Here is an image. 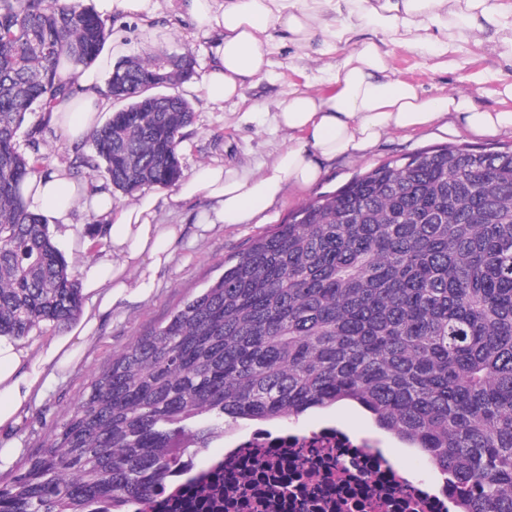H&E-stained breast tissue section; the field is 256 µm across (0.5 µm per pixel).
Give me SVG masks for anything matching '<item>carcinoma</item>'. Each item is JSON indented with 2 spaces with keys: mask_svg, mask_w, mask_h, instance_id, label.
Here are the masks:
<instances>
[{
  "mask_svg": "<svg viewBox=\"0 0 512 512\" xmlns=\"http://www.w3.org/2000/svg\"><path fill=\"white\" fill-rule=\"evenodd\" d=\"M108 37L82 0H0V336L80 314L72 265L21 186L51 168L47 106ZM194 74L188 53L116 63L119 107L76 167L126 196L177 182L194 112L155 90ZM342 400L452 473L458 512H512L511 149L420 150L292 212L112 355L0 481V512H150L224 426Z\"/></svg>",
  "mask_w": 512,
  "mask_h": 512,
  "instance_id": "cac0c4a2",
  "label": "carcinoma"
}]
</instances>
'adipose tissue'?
Instances as JSON below:
<instances>
[{"label":"adipose tissue","instance_id":"adipose-tissue-1","mask_svg":"<svg viewBox=\"0 0 512 512\" xmlns=\"http://www.w3.org/2000/svg\"><path fill=\"white\" fill-rule=\"evenodd\" d=\"M164 3L185 9L196 31L211 39V65L199 89L214 104L245 101L247 88L267 72L271 28L285 29L300 46L318 39L328 48L351 47L330 69V93L297 86L277 101L271 122L287 140L270 161L203 163L177 184L172 202L201 197L209 204L199 217V234L264 216L289 187L317 182L324 162L363 153L390 133L420 131L441 120L484 136L512 129V110L483 108L467 94L431 97L391 77L379 41L359 35L372 28L402 46L445 50L459 35L493 29L501 34L494 50L512 57V0H96V11L146 22ZM109 101L100 70L92 68L78 77L73 96L51 105L46 120L78 142L102 125ZM22 196L30 211L48 218L84 254L83 308L66 331L36 346L0 337V431L6 433L18 429L49 384L66 381L80 367L103 318L154 294L185 232L181 224L156 223L160 192L147 189L120 205L100 183L73 180L64 163H54L51 173L29 175ZM81 204L105 231L106 245L95 253L71 222Z\"/></svg>","mask_w":512,"mask_h":512}]
</instances>
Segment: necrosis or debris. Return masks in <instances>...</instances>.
Segmentation results:
<instances>
[{
  "label": "necrosis or debris",
  "mask_w": 512,
  "mask_h": 512,
  "mask_svg": "<svg viewBox=\"0 0 512 512\" xmlns=\"http://www.w3.org/2000/svg\"><path fill=\"white\" fill-rule=\"evenodd\" d=\"M190 466L200 480L161 492L156 512H453L458 498L430 468L393 462L377 436L331 424L243 429Z\"/></svg>",
  "instance_id": "necrosis-or-debris-1"
}]
</instances>
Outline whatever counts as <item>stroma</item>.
<instances>
[{"mask_svg": "<svg viewBox=\"0 0 512 512\" xmlns=\"http://www.w3.org/2000/svg\"><path fill=\"white\" fill-rule=\"evenodd\" d=\"M105 24L124 35V48L113 54V61L149 53L188 52L196 59L197 74H204L209 67L208 38L197 34L188 18L178 16L169 8H162L147 27L139 20L120 15L106 19ZM456 45V51L446 54L388 41L383 47L390 55L394 77L413 82L432 96L471 93L477 95L483 107L497 109L499 103L489 93L491 78L497 74L512 78V61L491 51L488 44H477L465 37L459 38ZM269 49V71L256 78L247 91L246 102L214 105L194 90L191 83L179 86V93L191 103L194 112L193 123L186 128L179 147L184 173H191L202 163L239 166L271 160L285 135L270 128L268 112L274 111L276 101L295 86L310 82L316 89L329 92L325 68L340 63L350 51L349 46L341 45L323 56L314 48L295 45L287 33L278 28L270 31ZM254 106L259 109L255 119L240 121V113L250 111ZM448 144H463L487 151L503 150L512 147V131L483 137L462 130L451 132L438 123L420 132L389 134L363 154L326 163L321 180L305 188L289 190L274 207L272 219L258 224L220 225L202 239L195 236V224L199 212L206 206L205 199L180 206L160 205L157 223L186 227L184 239L176 247L172 266L162 274L160 286L150 299L127 306L104 320L83 364L65 382L50 386L31 408L16 433L21 444L16 462H23L44 445L51 431L62 423L66 410L89 391L94 377L106 368L113 354L164 322L187 297L218 277L225 259L242 252L253 239L268 233L275 225L284 223L289 213L308 200L338 190L357 175L386 160ZM328 422L356 433L371 431L374 426L373 420L360 407L348 402L309 410L291 419L290 424L310 429Z\"/></svg>", "mask_w": 512, "mask_h": 512, "instance_id": "obj_1", "label": "stroma"}]
</instances>
